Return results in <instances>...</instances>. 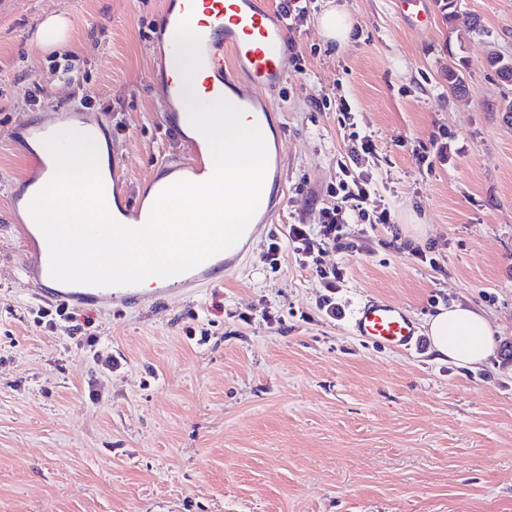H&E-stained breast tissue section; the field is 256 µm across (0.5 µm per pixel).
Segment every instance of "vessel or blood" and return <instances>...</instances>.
Returning <instances> with one entry per match:
<instances>
[{"label": "vessel or blood", "mask_w": 512, "mask_h": 512, "mask_svg": "<svg viewBox=\"0 0 512 512\" xmlns=\"http://www.w3.org/2000/svg\"><path fill=\"white\" fill-rule=\"evenodd\" d=\"M398 13L404 23L420 30L430 27L427 0H399ZM190 18L191 27L201 38L202 66L200 84L205 101L233 96L243 111L252 113L258 126L270 125L273 105L269 98L285 77L284 63L289 30L266 0H164L157 37L166 47H173L180 21ZM182 86L166 80L162 86L160 108L166 130L179 135L186 146L182 157L160 164L147 179L144 197L130 198L118 167H111L107 196L117 201L112 216L128 229L143 226L150 217L149 199L157 198L170 184L197 181L205 166L204 138L187 126L181 108ZM29 167L19 178L41 192L49 183L47 164L42 157L29 154ZM271 192L262 193L253 224L235 246L212 257L189 272L170 278H154L152 291L141 286L96 287L64 284L51 278L49 251L45 237L35 221L16 225L24 254V276L32 296L45 304L82 306H120L139 308L146 301L174 294L187 295L193 289L221 285L232 272L243 251L257 232L275 223L279 214L278 193L284 188L280 147H273L265 176ZM355 336L365 342L393 350H410L419 344L414 318L401 305L372 297L351 314Z\"/></svg>", "instance_id": "vessel-or-blood-1"}]
</instances>
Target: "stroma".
I'll use <instances>...</instances> for the list:
<instances>
[{
	"label": "stroma",
	"instance_id": "stroma-1",
	"mask_svg": "<svg viewBox=\"0 0 512 512\" xmlns=\"http://www.w3.org/2000/svg\"><path fill=\"white\" fill-rule=\"evenodd\" d=\"M162 3L0 0V512H512V117L500 110L512 84L486 62L512 57V0H459L454 20L433 10L425 33L395 0H315L270 95L284 122L281 213L223 287L40 323L10 205L24 163L8 134L90 99L129 196L144 191L184 149L160 127ZM332 7L352 21L342 43L319 30ZM59 12L66 42L37 46ZM66 61L83 84L57 78ZM452 66L468 95L449 89ZM342 98L377 144L362 168L381 189L365 206L397 221L345 225L323 255L344 270L328 288L283 227L316 225L330 202ZM439 130L448 162L429 170L415 154ZM376 296L420 325L479 308L495 353L460 366L435 361L426 337L403 352L364 343L350 316Z\"/></svg>",
	"mask_w": 512,
	"mask_h": 512
}]
</instances>
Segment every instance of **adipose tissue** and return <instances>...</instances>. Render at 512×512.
Segmentation results:
<instances>
[{"mask_svg":"<svg viewBox=\"0 0 512 512\" xmlns=\"http://www.w3.org/2000/svg\"><path fill=\"white\" fill-rule=\"evenodd\" d=\"M427 334L436 360L464 365L486 361L494 352V331L484 312L455 305L429 318Z\"/></svg>","mask_w":512,"mask_h":512,"instance_id":"obj_1","label":"adipose tissue"}]
</instances>
